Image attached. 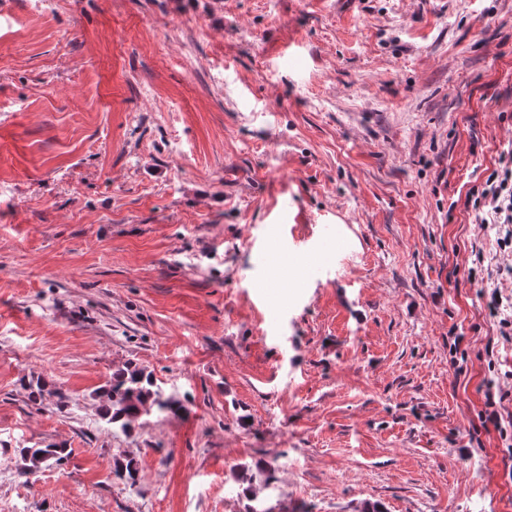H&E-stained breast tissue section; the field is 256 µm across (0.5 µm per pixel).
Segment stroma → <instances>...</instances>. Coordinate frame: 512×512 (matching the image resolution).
Masks as SVG:
<instances>
[{
	"mask_svg": "<svg viewBox=\"0 0 512 512\" xmlns=\"http://www.w3.org/2000/svg\"><path fill=\"white\" fill-rule=\"evenodd\" d=\"M510 147L512 0H0V512H245L259 461L284 512H512L466 206ZM127 362L187 412L105 425ZM484 394V409L480 410L477 414L479 425L474 426V432L478 433H490L492 430L499 434V437L503 443L510 441L503 449L502 464L503 474L512 479V434L511 426L512 420L511 415L508 416L509 420L506 422L502 416L499 408H501L502 402L511 396V392L504 391L499 385L493 386L492 381H488L485 385V389L480 388ZM499 406V408H498ZM507 423V424H506ZM509 428V429H508ZM20 452L25 470L34 472L49 466L51 461L59 463L63 459L65 449L54 444H34L21 448ZM250 471H252V469H250L249 466L240 467V471L236 475V481L240 483L236 491V496L243 495L247 500L254 503L247 506V512H271L270 508H264L262 506L265 502L258 499L257 494L253 491L252 483L254 476L253 473H249ZM245 484H247L246 487L244 486ZM241 485L242 487L240 489Z\"/></svg>",
	"mask_w": 512,
	"mask_h": 512,
	"instance_id": "obj_1",
	"label": "stroma"
}]
</instances>
